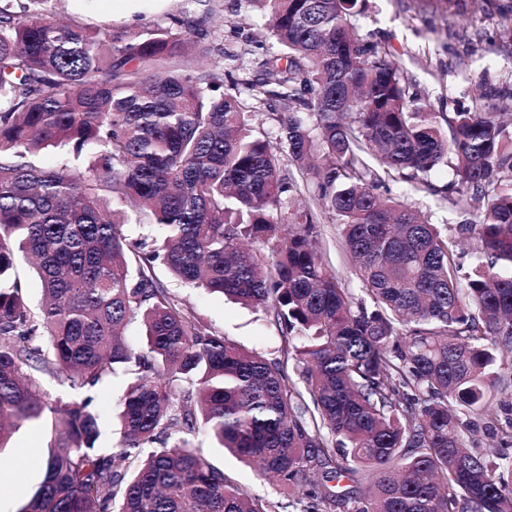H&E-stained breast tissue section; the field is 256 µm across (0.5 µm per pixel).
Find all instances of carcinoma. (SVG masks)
Listing matches in <instances>:
<instances>
[{
	"mask_svg": "<svg viewBox=\"0 0 512 512\" xmlns=\"http://www.w3.org/2000/svg\"><path fill=\"white\" fill-rule=\"evenodd\" d=\"M50 2L0 0V447L42 418L54 431L21 512H512V416L495 409L512 382V82H478L447 137L360 33L359 0H233L277 51L264 77L227 84L229 53L179 19L93 31ZM192 52L211 67L184 65ZM265 108L273 136L253 125ZM47 147L85 166L28 160ZM448 163L460 211L479 204L466 242L379 193ZM329 217L357 288L320 248ZM158 266L266 313L278 347L227 341ZM136 319L141 349L122 337ZM119 368L120 437L102 447L93 391ZM37 373L73 396L50 398ZM474 415L493 457L465 442ZM202 432L283 498L235 483ZM12 275L21 281L29 308L37 311L41 305V290L33 270L23 261H18L12 270Z\"/></svg>",
	"mask_w": 512,
	"mask_h": 512,
	"instance_id": "1",
	"label": "carcinoma"
}]
</instances>
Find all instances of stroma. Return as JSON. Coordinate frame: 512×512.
I'll return each mask as SVG.
<instances>
[{
    "mask_svg": "<svg viewBox=\"0 0 512 512\" xmlns=\"http://www.w3.org/2000/svg\"><path fill=\"white\" fill-rule=\"evenodd\" d=\"M56 17L73 19L95 30L112 25L132 30L141 25L166 23L178 15L194 25L208 41L224 44L237 58L224 68L234 78H257L262 74L265 50L251 42L253 18L250 11H235L231 0H52ZM361 32L390 46L395 62L403 69L415 90L437 113L451 112L445 91L454 88L456 97L473 93L469 82L473 72H488L492 79L512 74V20L498 10L485 13L462 12L438 0L424 11L418 0H366L360 17ZM451 171L442 166L431 177L430 188H413L406 182L389 187L394 196H405L433 223L456 227L462 219L447 190ZM171 291L184 306L201 314L215 331L248 349L269 351L277 342L275 325L261 312L233 304L201 289L172 284ZM48 426L37 423L21 427L0 450V467L10 468L23 448L34 447L37 457L15 486L0 490V512H21L39 489L44 477L50 446ZM212 462L224 468L236 483L253 494L276 498V487L257 478L221 449L212 447L206 436L196 440Z\"/></svg>",
    "mask_w": 512,
    "mask_h": 512,
    "instance_id": "stroma-1",
    "label": "stroma"
}]
</instances>
